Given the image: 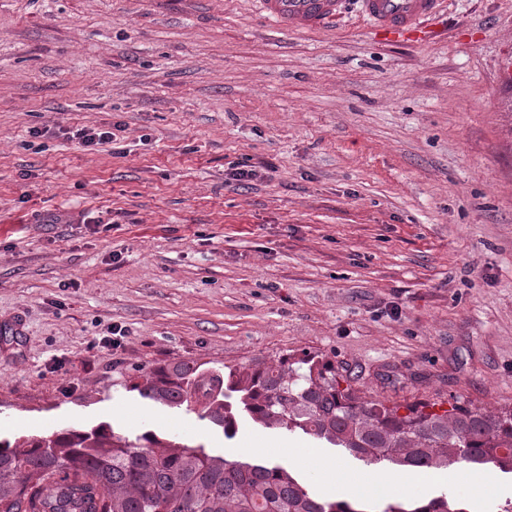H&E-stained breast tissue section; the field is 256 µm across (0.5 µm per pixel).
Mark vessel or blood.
<instances>
[{
  "instance_id": "obj_1",
  "label": "vessel or blood",
  "mask_w": 512,
  "mask_h": 512,
  "mask_svg": "<svg viewBox=\"0 0 512 512\" xmlns=\"http://www.w3.org/2000/svg\"><path fill=\"white\" fill-rule=\"evenodd\" d=\"M265 16L282 28H322L342 13L346 0H261ZM442 0H359L373 27L386 35L423 31L440 11Z\"/></svg>"
}]
</instances>
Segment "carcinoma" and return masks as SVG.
<instances>
[{
	"label": "carcinoma",
	"mask_w": 512,
	"mask_h": 512,
	"mask_svg": "<svg viewBox=\"0 0 512 512\" xmlns=\"http://www.w3.org/2000/svg\"><path fill=\"white\" fill-rule=\"evenodd\" d=\"M125 389L171 409L194 412L233 436L237 417L300 430L367 465L446 469L491 462L512 473V408L489 415L453 405L441 413L361 401L318 356L273 365L205 368L198 363L143 369ZM0 512H363L345 499L315 495L285 463L243 462L147 430L129 440L101 424L47 437L0 440ZM470 512L440 494L406 509Z\"/></svg>",
	"instance_id": "1"
}]
</instances>
